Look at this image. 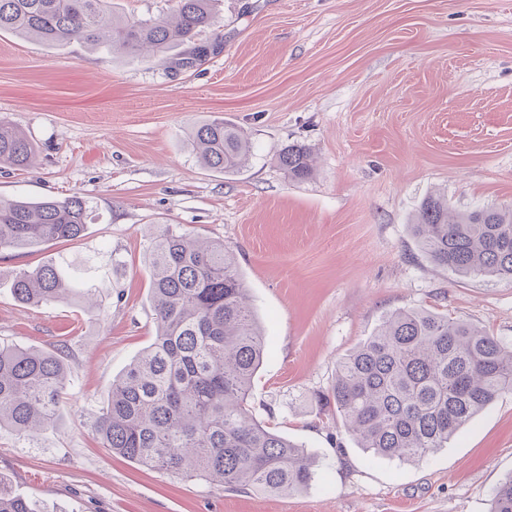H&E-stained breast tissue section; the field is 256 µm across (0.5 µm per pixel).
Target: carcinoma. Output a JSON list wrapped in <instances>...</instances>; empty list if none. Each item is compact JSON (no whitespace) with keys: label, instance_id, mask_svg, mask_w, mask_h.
<instances>
[{"label":"carcinoma","instance_id":"cac0c4a2","mask_svg":"<svg viewBox=\"0 0 512 512\" xmlns=\"http://www.w3.org/2000/svg\"><path fill=\"white\" fill-rule=\"evenodd\" d=\"M219 0H176L172 13L138 19L110 0H0V33L65 45L79 38L107 52L147 54L174 69H193L221 50L198 38L218 20ZM180 52L170 57L173 47ZM187 147L207 169L240 170L251 143L222 117L189 133ZM36 162L28 137L0 120V166ZM294 181L313 175L308 147L276 155ZM97 206L74 194L63 200L0 198V250L85 235ZM436 265L463 275L512 280V207L449 210L427 195L410 225ZM150 302L158 333L115 380L95 423L103 447L131 462L183 477L271 493L297 492L317 478L303 446L257 421L248 396L262 363V333L236 257L224 243L199 240L162 224L148 251ZM98 255L19 270L11 284L24 305L51 306L97 296ZM58 352L0 344V428L22 435L56 421L68 383ZM512 391V342L466 320L426 309L388 315L337 366L325 403L336 406L359 447L400 463L441 448L501 393ZM0 512H38L0 480ZM490 512H512V474L492 492Z\"/></svg>","mask_w":512,"mask_h":512}]
</instances>
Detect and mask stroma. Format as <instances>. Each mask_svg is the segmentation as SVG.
Returning <instances> with one entry per match:
<instances>
[{
    "mask_svg": "<svg viewBox=\"0 0 512 512\" xmlns=\"http://www.w3.org/2000/svg\"><path fill=\"white\" fill-rule=\"evenodd\" d=\"M199 69L0 33V117L38 163L0 169V196L79 193L85 237L0 251V343L65 350L53 428L0 430V475L44 512H489L512 474V392L416 463L370 457L321 400L390 313L427 308L512 339V281L463 277L421 251L410 224L429 193L451 210L512 206V0H223ZM221 116L252 143L246 166L202 167L187 133ZM302 142L311 179L275 163ZM223 242L264 331L254 417L318 461L291 495L178 478L103 448L94 421L113 379L149 346L147 250L158 224ZM94 253L101 311L22 305L19 269Z\"/></svg>",
    "mask_w": 512,
    "mask_h": 512,
    "instance_id": "1",
    "label": "stroma"
}]
</instances>
